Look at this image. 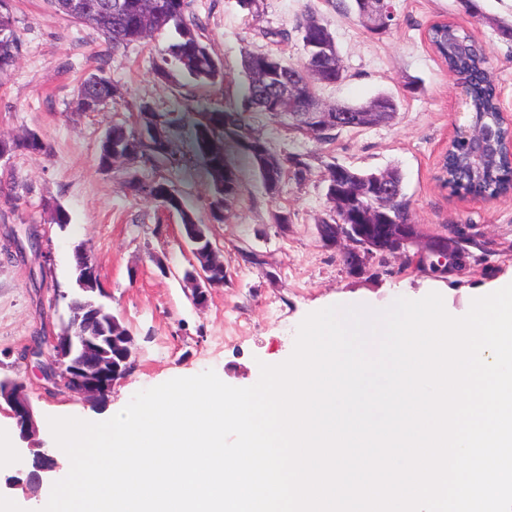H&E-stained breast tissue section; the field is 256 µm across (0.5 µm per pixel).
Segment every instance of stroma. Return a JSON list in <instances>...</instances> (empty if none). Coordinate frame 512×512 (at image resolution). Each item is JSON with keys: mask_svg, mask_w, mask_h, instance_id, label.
<instances>
[{"mask_svg": "<svg viewBox=\"0 0 512 512\" xmlns=\"http://www.w3.org/2000/svg\"><path fill=\"white\" fill-rule=\"evenodd\" d=\"M259 4L253 16L237 0H193L206 41L224 65L223 83L202 86L180 71L167 84L155 79L157 51L171 32L114 54L96 30L54 15L45 0H13L21 47L0 82V136L34 132L46 150H20L0 162V187L16 193L9 203L0 197V378L23 381L37 419L98 420L123 409L140 390L209 369L229 385L248 387L259 379L260 363L290 357L302 320L335 297L384 309L402 296L420 299L436 292L453 312L492 280L512 275V194L489 200L454 195L439 181L441 157L471 116L456 76L426 40L435 22L463 26L483 47L503 117L512 122V43L496 30L497 22L512 21V0H477L475 18L456 0H394L395 23L380 34L326 0ZM304 11L327 23L345 70L342 82L319 89V98L355 104L382 93L396 100L397 114L387 123L339 130L328 144L259 120L258 129L277 153H306L310 169L303 182L286 179L281 194L272 198L251 160L224 141L240 192L226 203L222 223H214L212 181L195 142L196 115L239 105L247 88L241 67L245 50L300 61L295 25ZM266 29L287 37L265 38ZM99 65L111 77L116 96L100 111L76 112L75 88ZM141 102L160 113L182 114L178 133L186 160L171 168L170 178L186 206L210 223L227 273L224 287L211 289L202 305L192 301L182 280L192 255L178 217L153 199L131 196L123 184L125 170L106 171L97 162L100 140L113 124L131 121L132 106ZM330 162L375 172L398 169L419 230L416 251L463 224L471 238L467 266L439 279L396 254L350 273L339 249L323 246L317 232L326 213ZM59 206L69 216L63 227L54 222ZM279 210L292 215L284 235L272 222ZM79 244L97 267L105 289L102 304L133 339L134 368L113 386L101 411L65 389H47L40 359L23 355L37 338L43 351H50L53 337L67 325L76 278L72 253ZM247 250L264 253L267 265L247 262Z\"/></svg>", "mask_w": 512, "mask_h": 512, "instance_id": "35a3bbf8", "label": "stroma"}]
</instances>
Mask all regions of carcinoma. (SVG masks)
Segmentation results:
<instances>
[{
  "label": "carcinoma",
  "instance_id": "obj_1",
  "mask_svg": "<svg viewBox=\"0 0 512 512\" xmlns=\"http://www.w3.org/2000/svg\"><path fill=\"white\" fill-rule=\"evenodd\" d=\"M120 4L112 12H91L80 22L95 29L106 41L112 52L129 45L149 40L165 28L174 29L175 36L161 51V57L154 67V77L163 83L170 82L173 76L170 65H177L182 72L199 84L216 85L224 80L221 63L205 42L203 25L192 12L191 0H154L152 9L145 7V0H112ZM295 31L303 45L332 38L327 24L314 14L306 12L297 19ZM429 41L441 59L448 65L458 80L469 89L470 108L473 122L481 127L496 131L490 159L482 172L474 175L470 168L469 142L458 141L443 165V186L451 193H464L471 196L496 198L512 192V129L500 123V106L494 77L487 67V57L480 45L463 27L442 22L428 30ZM20 41L17 36L12 13L0 14V78L7 74L19 54ZM273 57L270 52L246 51L242 57V68L248 87L245 97L249 100L247 110L235 113L232 120L227 113L209 114L208 122L196 125L198 148L208 157L214 200L210 203L213 221L223 220L221 211L225 203L235 198L240 191V183L229 169L224 151L214 146V136L221 133L226 139L242 148L239 137L247 133L260 142L265 156L260 157L250 151L244 154L252 160L265 193L270 197L280 194L282 184L290 176L301 182L310 167L308 161L300 162V154L292 153L283 158L275 153L268 140L255 126V115H265L280 122L278 100L282 89L293 84L297 89L298 105L303 107L318 99L317 88L321 85L336 84L342 77L330 70L321 61L305 54L298 64H284L281 83L276 86L261 79L263 63ZM89 77H84L77 88L75 109L83 111L81 93H93L113 99L115 96L112 81L96 89L88 85ZM334 109L343 115L351 116L348 127L359 129L377 123L388 122L395 117L398 104L390 96H379L368 104H336ZM117 141H136L135 129L126 123L112 126V140H104L99 147V164L110 157L109 145ZM177 151L173 142L165 145L140 144L134 157L151 166L153 175L149 182L157 188L156 200L160 205L175 211L184 224L198 225L199 234L205 238L203 248L212 243L211 225L204 223L188 209L182 197H170L167 188L171 181L164 171L176 161ZM375 173L353 169L348 180L335 183L334 198L327 200L328 210L318 224L320 239L336 238V224L339 220L353 221L360 225L362 246L350 254L355 265L363 264L365 257L385 259L398 250L409 253V245L402 243L400 225L391 222L390 217L412 223L410 203L406 194L384 210H375L363 197L364 187L372 182ZM470 237L458 235L448 240V257L470 258L468 249Z\"/></svg>",
  "mask_w": 512,
  "mask_h": 512
}]
</instances>
